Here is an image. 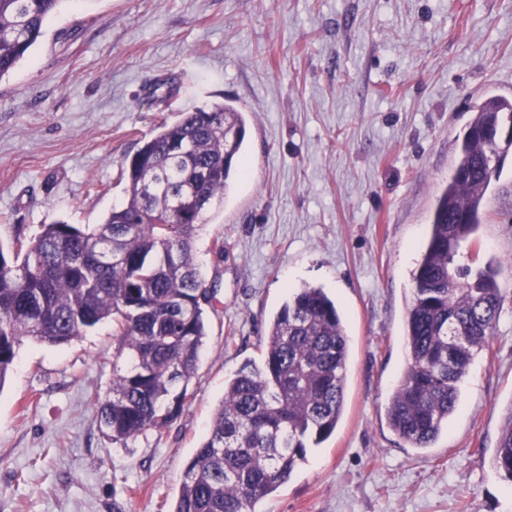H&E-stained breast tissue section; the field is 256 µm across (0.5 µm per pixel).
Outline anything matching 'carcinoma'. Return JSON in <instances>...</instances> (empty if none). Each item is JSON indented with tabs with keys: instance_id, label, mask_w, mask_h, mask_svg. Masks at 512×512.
I'll list each match as a JSON object with an SVG mask.
<instances>
[{
	"instance_id": "cac0c4a2",
	"label": "carcinoma",
	"mask_w": 512,
	"mask_h": 512,
	"mask_svg": "<svg viewBox=\"0 0 512 512\" xmlns=\"http://www.w3.org/2000/svg\"><path fill=\"white\" fill-rule=\"evenodd\" d=\"M62 0H0V79L41 39ZM512 122V100L486 94L456 141L454 173L436 199L413 272L406 321L409 363L387 407L391 430L428 448L461 405L460 383L492 339L503 305L499 268L456 263L482 222L492 178L512 142L482 129ZM246 121L230 102L162 122L125 164V197L100 224L51 222L0 244V382L25 338L61 345L112 322V397L95 423L126 444L169 428L190 402L214 294L194 243L224 201ZM350 340L335 302L292 288L268 327L261 364L224 383V399L187 463L173 512H257L336 430ZM492 466L512 483V407Z\"/></svg>"
}]
</instances>
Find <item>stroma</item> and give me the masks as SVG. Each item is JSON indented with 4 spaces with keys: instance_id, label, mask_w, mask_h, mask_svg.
Segmentation results:
<instances>
[{
    "instance_id": "1",
    "label": "stroma",
    "mask_w": 512,
    "mask_h": 512,
    "mask_svg": "<svg viewBox=\"0 0 512 512\" xmlns=\"http://www.w3.org/2000/svg\"><path fill=\"white\" fill-rule=\"evenodd\" d=\"M512 99V0H63L0 79V243L55 220L97 224L161 122L229 101L247 171L195 241L214 313L194 396L163 434L112 442L90 397L112 386V326L23 340L0 384V512H172L224 383L304 283L351 338L333 435L262 512H512L490 465L512 406V153L473 243L500 264L495 334L446 435L404 447L386 416L427 217L484 94ZM224 241V256L210 251Z\"/></svg>"
}]
</instances>
